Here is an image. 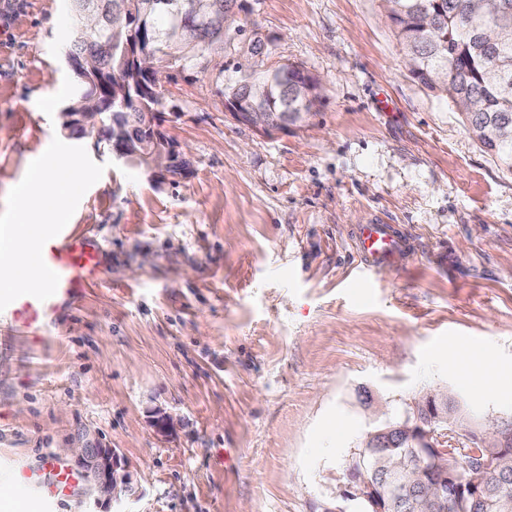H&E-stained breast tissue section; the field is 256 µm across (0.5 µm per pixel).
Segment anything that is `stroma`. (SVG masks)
<instances>
[{"label":"stroma","instance_id":"35a3bbf8","mask_svg":"<svg viewBox=\"0 0 512 512\" xmlns=\"http://www.w3.org/2000/svg\"><path fill=\"white\" fill-rule=\"evenodd\" d=\"M247 4L223 52L161 83L192 172L160 181L63 131L66 0H0V226L51 147L92 174L72 229L107 242L102 283L48 332L0 317V488L100 445L129 465L115 512H334L375 409L445 388L460 433L512 421V382L447 361L463 342L512 373V171L412 79L381 0ZM275 65L319 88L267 135L224 101ZM378 220L408 246L369 270L353 238Z\"/></svg>","mask_w":512,"mask_h":512}]
</instances>
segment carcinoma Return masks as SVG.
I'll use <instances>...</instances> for the list:
<instances>
[{
    "instance_id": "obj_1",
    "label": "carcinoma",
    "mask_w": 512,
    "mask_h": 512,
    "mask_svg": "<svg viewBox=\"0 0 512 512\" xmlns=\"http://www.w3.org/2000/svg\"><path fill=\"white\" fill-rule=\"evenodd\" d=\"M153 7L146 18L140 11L131 16L134 34L145 32L157 46L166 50L167 68L185 66L195 59L186 46L171 33L180 17L179 7L186 0H152ZM401 16L394 24V33L405 57L416 64L413 78L429 90L445 94V89L433 81L434 71H447L456 93L451 100L463 122L477 139L495 151L499 160L512 171V0H400ZM135 6L134 0H69L71 12L79 23L70 50L79 53L89 45H104L108 41L107 23L112 15ZM197 52L205 54L224 48V40L212 38L204 25L192 33ZM105 65L121 81H112V110L126 102L129 113L157 105L160 99L140 105L132 99L125 82L133 78V64L122 43L112 46ZM317 85L299 89L293 84L276 82L270 86L265 101L267 109L290 123L311 112ZM121 121L114 120L110 140L122 146L129 163L144 167L159 145L126 135ZM411 452L403 443L396 448H379L364 476L379 480L384 455ZM488 460L486 469L477 473L485 487L484 502L472 509L471 500L462 498L451 512H502L512 502V456L502 457L496 449H480Z\"/></svg>"
}]
</instances>
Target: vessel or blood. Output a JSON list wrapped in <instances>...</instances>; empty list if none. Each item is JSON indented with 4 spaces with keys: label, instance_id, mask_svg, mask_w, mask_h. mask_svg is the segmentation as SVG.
Returning <instances> with one entry per match:
<instances>
[{
    "label": "vessel or blood",
    "instance_id": "vessel-or-blood-1",
    "mask_svg": "<svg viewBox=\"0 0 512 512\" xmlns=\"http://www.w3.org/2000/svg\"><path fill=\"white\" fill-rule=\"evenodd\" d=\"M358 256L373 267L401 251L405 243L386 224H365L355 235ZM104 248L94 236L74 234L66 224H43L36 237L37 266L11 292L0 293V313L12 324L38 331L54 314L78 303L103 274ZM19 488L36 490L43 501L61 497L70 489L74 475L47 462L43 472L16 474Z\"/></svg>",
    "mask_w": 512,
    "mask_h": 512
}]
</instances>
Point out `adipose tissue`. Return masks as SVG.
I'll use <instances>...</instances> for the list:
<instances>
[{"label":"adipose tissue","instance_id":"obj_1","mask_svg":"<svg viewBox=\"0 0 512 512\" xmlns=\"http://www.w3.org/2000/svg\"><path fill=\"white\" fill-rule=\"evenodd\" d=\"M79 159H69L57 166L42 164L30 168L25 180L14 189V209L21 221L15 231L16 248L11 261L0 263V287H9L20 269L28 267L34 253L28 229L34 224H62L70 216L62 199L66 192V175L83 174Z\"/></svg>","mask_w":512,"mask_h":512}]
</instances>
